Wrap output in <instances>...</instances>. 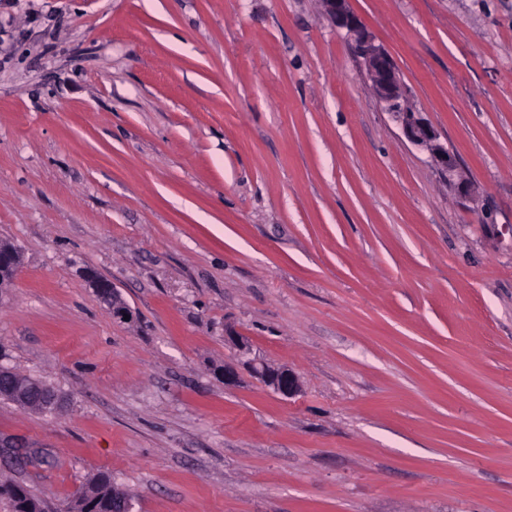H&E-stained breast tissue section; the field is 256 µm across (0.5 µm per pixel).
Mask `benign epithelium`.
<instances>
[{
	"label": "benign epithelium",
	"instance_id": "obj_1",
	"mask_svg": "<svg viewBox=\"0 0 512 512\" xmlns=\"http://www.w3.org/2000/svg\"><path fill=\"white\" fill-rule=\"evenodd\" d=\"M325 14L333 27L345 32L346 42L353 56L359 61L365 78L370 83L384 111L390 113L412 145L425 150L448 185L464 194H471L470 185L459 175L456 157L426 117L411 104L410 92L403 84L396 65L387 51L375 42L362 22L353 13L349 0H322ZM18 270L17 255L0 250V294L14 284ZM237 350L232 362L224 363V383L228 384L243 368L259 378L262 383L283 397H292L300 390V381L294 371L286 366H272L251 356L248 340L236 334L225 337ZM19 395L41 405L45 410L57 412L62 408L58 390L50 383L36 377L29 379L22 388L0 384V396Z\"/></svg>",
	"mask_w": 512,
	"mask_h": 512
}]
</instances>
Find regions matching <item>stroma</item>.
<instances>
[{"instance_id": "35a3bbf8", "label": "stroma", "mask_w": 512, "mask_h": 512, "mask_svg": "<svg viewBox=\"0 0 512 512\" xmlns=\"http://www.w3.org/2000/svg\"><path fill=\"white\" fill-rule=\"evenodd\" d=\"M469 197L320 0H0V399L64 512H512V0H350ZM132 317L113 316L91 276ZM293 370L225 384L227 330ZM333 27L345 32L346 42L359 61L365 78L385 112H389L406 140L425 150L440 173L464 194H471L470 185L459 175L456 157L426 117L411 103L410 92L403 84L396 65L387 51L375 42L362 22L353 13L349 0H321ZM22 257V254L20 252ZM20 255H18V259L20 261ZM17 255L13 251L9 250L7 252L2 251V246L0 245V294L2 295L3 291L6 288H11L14 284V279L16 272L18 270L17 263ZM4 395H19L25 399L29 398L51 412H57L62 408V399L58 390L50 383L36 377H31L22 388H16L12 384L2 381L0 396ZM127 500H131L128 493L112 482L111 474L100 471L82 483L67 503L66 512H81L85 503L92 504L88 512H114Z\"/></svg>"}]
</instances>
